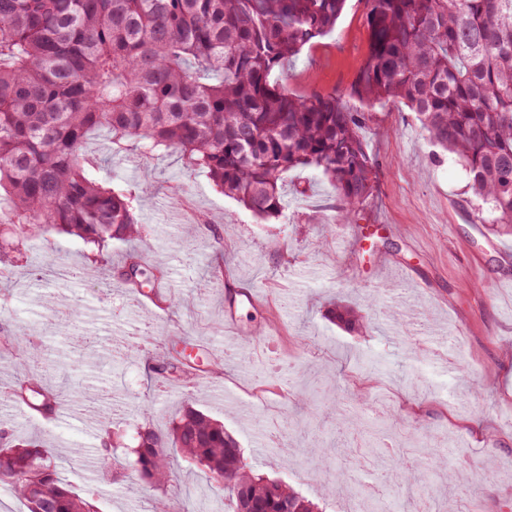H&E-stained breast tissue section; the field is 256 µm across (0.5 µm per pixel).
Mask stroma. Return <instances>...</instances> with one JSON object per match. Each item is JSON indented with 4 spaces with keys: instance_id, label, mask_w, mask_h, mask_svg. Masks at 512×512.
I'll list each match as a JSON object with an SVG mask.
<instances>
[{
    "instance_id": "1",
    "label": "stroma",
    "mask_w": 512,
    "mask_h": 512,
    "mask_svg": "<svg viewBox=\"0 0 512 512\" xmlns=\"http://www.w3.org/2000/svg\"><path fill=\"white\" fill-rule=\"evenodd\" d=\"M364 17L363 0H347L333 33L271 81L349 101L367 53ZM360 135L376 181L348 224L337 223L335 189L316 170L289 172L281 215L262 222L178 153L116 154L105 134L94 136L86 173L135 192L158 242L143 268H167L177 304L143 307L134 292L104 284L92 246L72 236L13 233L12 262L0 271V429L51 439L60 477L97 512H152L159 496L174 512H205L223 501L224 486L203 467L171 453L170 480L157 489L132 467L137 428L166 429L192 406L223 421L257 473L288 482L321 512H363L343 487L337 426L348 400L370 409L387 385L395 403L372 417L366 443L404 434L417 476L386 493L389 512H512V237L470 223L464 170L435 158L407 107L376 109ZM39 253L56 259L55 271L34 265ZM230 288L256 296L238 308L236 335L224 332ZM335 299L362 311L366 329L333 324ZM24 333L54 363L48 381L80 398L51 420L11 396L18 355L4 339ZM169 336L223 361V375L161 390L145 361ZM308 390L324 401L314 417L303 405ZM335 395L343 406L329 404ZM271 407L277 444L266 433Z\"/></svg>"
}]
</instances>
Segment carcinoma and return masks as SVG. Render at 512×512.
<instances>
[{
	"mask_svg": "<svg viewBox=\"0 0 512 512\" xmlns=\"http://www.w3.org/2000/svg\"><path fill=\"white\" fill-rule=\"evenodd\" d=\"M366 57L350 95L363 110L403 104L427 141L464 168L478 201L471 221L512 234V0H364ZM346 0H0V224L92 245L107 279L140 291L153 248L126 190L89 179V136L112 150L176 151L260 221L283 209L285 175L314 168L336 190L338 223L369 196L376 174L353 112L333 94L294 95L272 70L330 34ZM137 242L123 266L112 243ZM336 323L364 321L339 304ZM35 410L63 409L41 381L46 354L26 336ZM186 348L157 354L173 385L191 374ZM224 481V512H318L288 483L255 473L220 421L192 407L160 432L139 433L137 470L169 481L168 450ZM0 484L27 512H95L57 472L54 449L0 433Z\"/></svg>",
	"mask_w": 512,
	"mask_h": 512,
	"instance_id": "cac0c4a2",
	"label": "carcinoma"
}]
</instances>
